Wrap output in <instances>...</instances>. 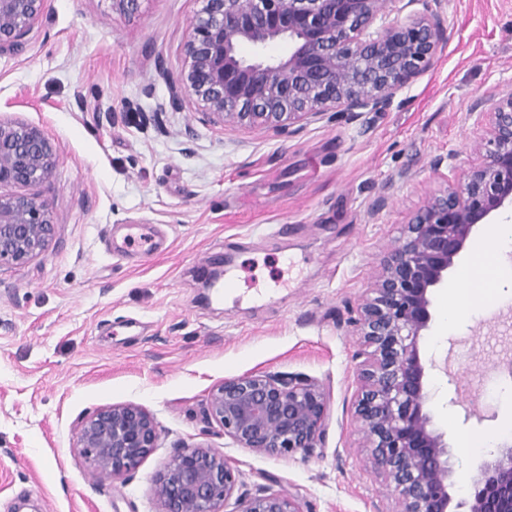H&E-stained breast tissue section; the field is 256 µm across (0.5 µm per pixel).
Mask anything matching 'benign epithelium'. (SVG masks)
<instances>
[{
  "label": "benign epithelium",
  "mask_w": 512,
  "mask_h": 512,
  "mask_svg": "<svg viewBox=\"0 0 512 512\" xmlns=\"http://www.w3.org/2000/svg\"><path fill=\"white\" fill-rule=\"evenodd\" d=\"M47 0H0V53H17ZM443 0H203L185 44L187 70L169 81L168 106L187 98L206 119L284 134L327 112H385L397 92L430 67L443 35ZM420 3L423 9L401 17ZM395 17H390V14ZM288 53L265 55L274 42ZM251 47L253 57L240 55ZM483 135L467 171L412 212L383 257L355 321L362 336L355 415L371 465L393 486L399 512H512V442L490 453L466 496L451 492L448 443L427 409L419 338L432 322V295L448 278L475 228L512 208V88L481 113ZM57 150L33 125L0 119V189L38 187L53 177ZM55 235L38 193L0 192V266L43 254ZM329 394L301 376L250 374L209 392L204 415L241 448L302 458L322 447ZM153 415L135 403L85 417L75 447L101 475L118 478L157 447ZM239 471L203 446L177 445L155 480L162 512H304L299 498L260 488L235 494Z\"/></svg>",
  "instance_id": "1"
}]
</instances>
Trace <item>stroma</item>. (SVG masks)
Segmentation results:
<instances>
[{
  "instance_id": "obj_1",
  "label": "stroma",
  "mask_w": 512,
  "mask_h": 512,
  "mask_svg": "<svg viewBox=\"0 0 512 512\" xmlns=\"http://www.w3.org/2000/svg\"><path fill=\"white\" fill-rule=\"evenodd\" d=\"M201 9L48 0L22 51L0 55V118L40 127L58 150L39 188L56 236L0 267V512H161L154 482L179 442L223 454L243 493L268 486L307 512L398 508L353 414L352 321L410 214L467 168L483 133L475 105L512 86V0H445L443 44L388 111L330 112L289 135L209 123L193 98L162 111ZM135 224L154 226L160 254L116 256ZM221 264L235 288L218 300L203 275ZM447 294L435 290L419 350L461 497L508 439L512 296H472L446 326ZM253 373L327 388L321 451L258 454L205 421L210 390ZM127 402L153 414L159 446L123 478L96 475L74 446L79 423Z\"/></svg>"
}]
</instances>
